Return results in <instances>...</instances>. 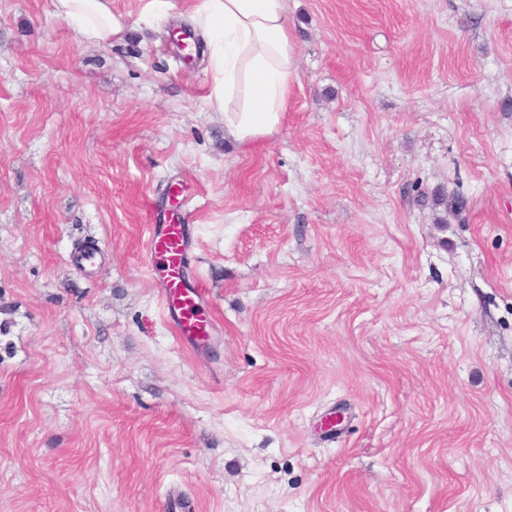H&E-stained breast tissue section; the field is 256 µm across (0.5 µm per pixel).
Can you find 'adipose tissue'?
I'll use <instances>...</instances> for the list:
<instances>
[{"instance_id":"ef3b65f1","label":"adipose tissue","mask_w":512,"mask_h":512,"mask_svg":"<svg viewBox=\"0 0 512 512\" xmlns=\"http://www.w3.org/2000/svg\"><path fill=\"white\" fill-rule=\"evenodd\" d=\"M79 36L111 42L122 30L110 0H54ZM191 16L206 36L209 107L237 140L271 134L287 110L294 38L286 0H199Z\"/></svg>"}]
</instances>
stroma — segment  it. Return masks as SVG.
<instances>
[{
  "label": "stroma",
  "instance_id": "stroma-1",
  "mask_svg": "<svg viewBox=\"0 0 512 512\" xmlns=\"http://www.w3.org/2000/svg\"><path fill=\"white\" fill-rule=\"evenodd\" d=\"M148 2L96 44L0 0V512H512V0H287L244 143ZM153 257L162 263L161 275L166 301H170L179 311L177 336L199 337L201 320L196 312V299L201 296L202 291L184 281L187 257L186 239L181 224H169L150 238V261Z\"/></svg>",
  "mask_w": 512,
  "mask_h": 512
}]
</instances>
